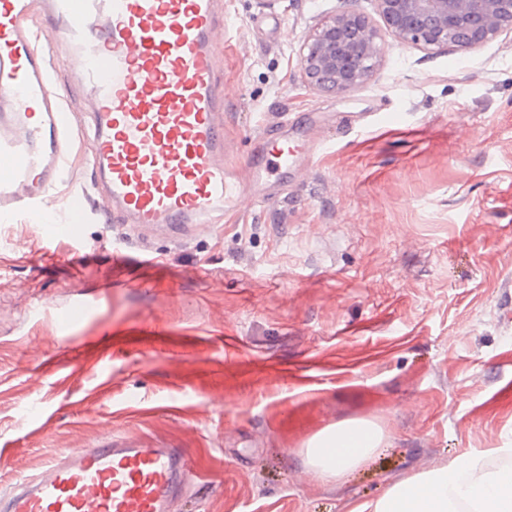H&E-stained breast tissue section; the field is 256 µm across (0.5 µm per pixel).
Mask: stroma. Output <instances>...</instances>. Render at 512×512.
Listing matches in <instances>:
<instances>
[{
  "label": "stroma",
  "instance_id": "35a3bbf8",
  "mask_svg": "<svg viewBox=\"0 0 512 512\" xmlns=\"http://www.w3.org/2000/svg\"><path fill=\"white\" fill-rule=\"evenodd\" d=\"M373 0H224L225 164L249 177L278 113L315 152L288 196L243 195L223 223L148 243L113 223L46 241L0 221V489L64 450L121 439L180 448L204 484L183 512H347L466 450L512 445V46L460 55L386 39L344 94L307 85L300 47ZM55 204L90 181L92 108ZM96 298L83 321L59 318ZM111 361H103V349ZM315 360L319 384L293 366ZM369 420L381 453L326 481L300 454Z\"/></svg>",
  "mask_w": 512,
  "mask_h": 512
}]
</instances>
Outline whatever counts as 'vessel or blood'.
I'll return each mask as SVG.
<instances>
[{"instance_id":"vessel-or-blood-1","label":"vessel or blood","mask_w":512,"mask_h":512,"mask_svg":"<svg viewBox=\"0 0 512 512\" xmlns=\"http://www.w3.org/2000/svg\"><path fill=\"white\" fill-rule=\"evenodd\" d=\"M65 23L74 81L94 106L89 190L64 205L49 236L80 238L97 215L131 229L186 232L217 224L251 185L279 175L292 152L268 129L243 183L224 164L223 0H44ZM29 0H0V214L43 222L68 135L53 56L22 21ZM44 223V222H43ZM197 473L180 449L112 441L62 453L0 496V512H174Z\"/></svg>"}]
</instances>
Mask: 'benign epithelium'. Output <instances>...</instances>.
<instances>
[{
  "instance_id": "7a95c632",
  "label": "benign epithelium",
  "mask_w": 512,
  "mask_h": 512,
  "mask_svg": "<svg viewBox=\"0 0 512 512\" xmlns=\"http://www.w3.org/2000/svg\"><path fill=\"white\" fill-rule=\"evenodd\" d=\"M396 42L422 49L469 53L512 36V0H375ZM384 43L368 16L343 10L322 20L300 53L305 82L341 94L365 83L379 65Z\"/></svg>"
}]
</instances>
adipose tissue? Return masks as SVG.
Instances as JSON below:
<instances>
[{
	"label": "adipose tissue",
	"mask_w": 512,
	"mask_h": 512,
	"mask_svg": "<svg viewBox=\"0 0 512 512\" xmlns=\"http://www.w3.org/2000/svg\"><path fill=\"white\" fill-rule=\"evenodd\" d=\"M383 444L379 425L351 420L315 435L305 463L332 480L373 458ZM349 512H512V465L490 467L487 456L467 451L448 465L391 486L379 499L357 503Z\"/></svg>",
	"instance_id": "1"
}]
</instances>
